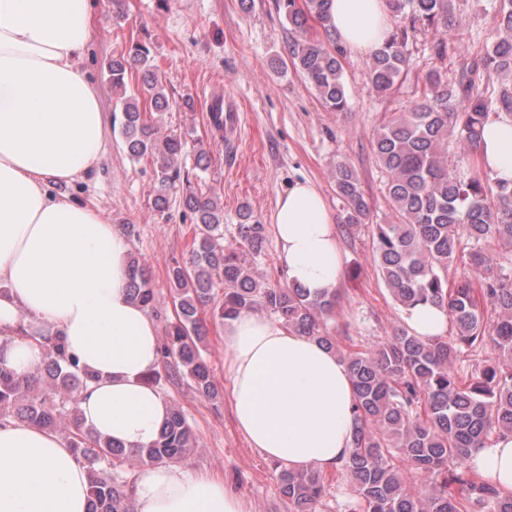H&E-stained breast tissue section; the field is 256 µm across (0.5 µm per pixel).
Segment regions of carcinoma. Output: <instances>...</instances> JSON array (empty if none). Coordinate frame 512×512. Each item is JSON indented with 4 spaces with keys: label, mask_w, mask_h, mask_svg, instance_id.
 Here are the masks:
<instances>
[{
    "label": "carcinoma",
    "mask_w": 512,
    "mask_h": 512,
    "mask_svg": "<svg viewBox=\"0 0 512 512\" xmlns=\"http://www.w3.org/2000/svg\"><path fill=\"white\" fill-rule=\"evenodd\" d=\"M277 0L290 30L302 34L313 18L324 21L327 0ZM451 0H387L394 18L403 21L386 45L371 57L370 86L385 95L404 75L406 48L424 31L453 25ZM497 35L486 45L480 66L512 77V0H495ZM290 54L296 71L332 112L349 110L343 80V49L294 39ZM150 46L135 37L107 66V79L120 111L123 148L138 162L154 164L153 207L165 213L174 196L196 224L191 257L168 269L175 311L161 346L164 367L180 369L204 400L221 394L207 358L209 331L201 312L209 309L223 322L243 312L266 310L289 329L333 350L346 364L356 392L355 430L349 455L339 471L351 487L359 512H512V496L496 488L467 461L493 434L512 433V278L498 272L500 251H512V187L493 181L476 168H448V138L476 149L485 124L512 119V84L488 92L461 69L452 85L430 73L421 97L406 112H393L377 131L373 153L385 170V194L391 218L372 225L374 261L395 305L407 311L420 303L446 309L450 332L422 338L406 327L364 351L341 348L326 322L340 293H311L297 284L274 285L258 272L254 259L264 250L266 229L240 214V247L226 248L224 208L214 195L197 191L182 172L188 139L170 133L160 139L146 109L165 112L169 100L153 70ZM136 70L142 88L126 78ZM332 178L343 203V225L350 231L368 223L371 205L356 170L336 163ZM475 248L469 266L478 274L448 285L463 240ZM131 298L147 309L158 302L152 280L136 258L129 262ZM491 348L492 361L469 380L454 364L464 354ZM93 375L83 370L59 338L51 341L42 362L20 377L0 366V421L32 423L65 435L89 474V512H131L136 472L148 465L188 457L195 436L178 406L158 439L148 448H126L83 426L78 394ZM420 474L416 487L406 472ZM280 493L289 512H318L327 495L317 469L279 472Z\"/></svg>",
    "instance_id": "carcinoma-1"
}]
</instances>
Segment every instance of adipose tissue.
I'll return each instance as SVG.
<instances>
[{
	"mask_svg": "<svg viewBox=\"0 0 512 512\" xmlns=\"http://www.w3.org/2000/svg\"><path fill=\"white\" fill-rule=\"evenodd\" d=\"M95 26L92 0H0V365L18 375L48 338L95 380L81 394L84 423L128 447L153 443L170 401L146 377L160 366L156 323L129 294V244L100 211L55 194L88 179L103 154L107 116L81 63ZM327 29L366 55L392 33L386 0H328ZM477 166L512 186V120L489 122ZM289 282L339 285L335 219L321 191L298 182L272 216ZM224 377L239 432L294 471L335 470L351 449L355 390L336 354L281 321L245 313L224 325ZM470 463L512 495V434ZM88 471L39 426L0 424V512H87ZM134 512H250L222 474L167 462L140 470Z\"/></svg>",
	"mask_w": 512,
	"mask_h": 512,
	"instance_id": "1",
	"label": "adipose tissue"
}]
</instances>
